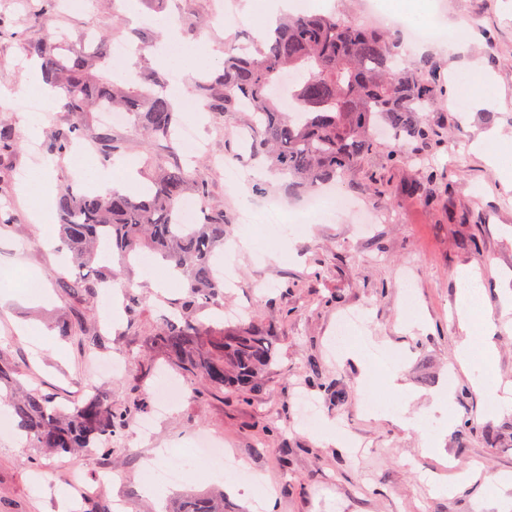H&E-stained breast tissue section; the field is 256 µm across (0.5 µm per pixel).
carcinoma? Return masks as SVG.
Wrapping results in <instances>:
<instances>
[{
    "label": "carcinoma",
    "instance_id": "carcinoma-1",
    "mask_svg": "<svg viewBox=\"0 0 512 512\" xmlns=\"http://www.w3.org/2000/svg\"><path fill=\"white\" fill-rule=\"evenodd\" d=\"M58 0H38L37 18L46 38L29 47L45 61L44 78L62 91L70 111L83 114L111 107L131 114L155 142L170 140L179 118L161 92L122 79L104 80L96 68L105 44L73 56L60 52L55 27ZM439 64L430 57L410 60L386 33L357 25L336 14H296L278 18L254 50L236 46L194 93L212 112H245L249 159L266 172L288 178L290 194H306L373 154L379 131L391 134L388 159L396 163L413 142L446 148L437 131L423 121L438 101ZM89 137L103 161L124 151L108 129L74 124L50 139L54 159L74 140ZM150 183L138 195H101L67 188L57 197L60 248L72 254L77 272L61 282L74 300L94 297L112 273L98 266L99 256L117 248L124 258L144 251L170 263L189 301L202 306L224 295L213 277L216 249L224 244V210L205 208L194 224L178 220L189 196L202 201L207 191L190 168L178 160L165 164L144 160ZM422 180L408 192L434 200L443 177L425 164ZM80 332L82 349L93 352L102 338L79 319L62 325V334ZM206 327L186 317L163 319L154 344L182 371L202 375L215 389L238 387L249 392L267 388L266 373L275 361L273 341L263 323L249 319L222 333L205 336ZM16 428L44 455L77 454L88 448L104 453L123 429L127 413L117 412L98 391L71 408L54 404L39 388H20L12 396ZM172 512H224V494L189 493Z\"/></svg>",
    "mask_w": 512,
    "mask_h": 512
}]
</instances>
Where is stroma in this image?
I'll use <instances>...</instances> for the list:
<instances>
[{"mask_svg": "<svg viewBox=\"0 0 512 512\" xmlns=\"http://www.w3.org/2000/svg\"><path fill=\"white\" fill-rule=\"evenodd\" d=\"M447 29L476 19L465 53L452 52L448 42L428 44L427 56L442 67L447 92L427 115L428 123L447 139V149L408 148L398 163L387 160L379 146L356 169L337 179L335 190L353 200V211L334 213L324 224H289L284 244L261 243L260 229L241 224L243 209L260 196L252 190L254 170L240 157L234 134L242 114L196 112L180 107L183 123L197 124L208 151L171 152L138 128L116 129L125 156L140 161L146 152L159 160L178 159L190 165L203 182L209 202L223 208L225 243L248 237L251 246L234 250L238 287L217 298L221 307L246 308L269 329L276 359L265 391L249 394L217 390L198 375L178 369L151 346L166 312L186 293L177 282L158 291L143 278L140 264L123 266L117 253H107L103 266L112 270V287L141 298L134 318L113 322L104 306L106 292L76 304L59 286L73 267L58 253V236L45 232L36 216L35 200L46 195L50 224H57V194L79 181L82 157L65 156L39 164L48 184L20 186L17 171L30 165L31 142H47L55 129L77 122L99 126L97 113L78 115L56 105L51 114L13 112L0 108V122L15 133L17 147L0 155V205L7 207V227L0 229V270L16 277L12 300L0 305V363L24 385L40 388L65 402L103 392L113 409L128 411L125 427L113 436L109 454H59L43 458L39 449L15 445L0 435V512H82L67 482L78 469L95 482L109 471L112 482L98 490L104 502L122 500L127 512H163L183 490L224 491L225 512H253L249 488L213 477H186L162 488L160 495L142 490L144 471L154 462V449L189 453L190 437L204 431L234 453L263 486L273 488V503L264 512H502L512 500V435L502 425L512 422V409H486L487 398L475 390L470 375L456 359L466 334L457 315L455 272H480L484 315L496 325L495 351L488 361L493 379L512 390V190L471 144L495 129L512 138V0H418ZM215 0H85L81 10L61 14L58 25L67 46L77 50L86 35L113 44L126 40L132 18L145 13L143 47L128 61L132 73L158 71L167 85L190 89L194 72L161 67L153 45L165 34L161 21L170 11L208 17ZM31 0H0V17L9 20L16 37L0 38V89L24 96L34 74L30 45L44 35L31 17ZM477 61L494 80L497 101L459 113L457 81L466 77V62ZM426 153L431 165L449 174V206H431L405 194L406 185L422 177L412 157ZM40 279L43 298L28 299V283ZM417 304L415 320H407L405 298ZM364 310L369 325L359 352L398 349L407 361L398 369L397 385L377 369H363L347 351L336 348L335 327L343 313ZM96 324L104 343L95 355H115L131 368L106 378L92 371L91 356L78 337L58 335L57 327L72 316ZM37 325L54 336L51 346L38 337L21 335L23 325ZM318 378H311L310 364ZM165 377L182 385L181 399L168 413L156 415L153 389ZM452 393L449 407H434V398ZM318 401L328 424L343 423L361 444V455L322 433L305 428L297 394ZM393 395L402 418L388 410L368 411L369 402ZM153 418L152 436H141L137 423ZM469 424L466 447L456 439ZM501 431L496 445L485 435ZM432 448H425V441Z\"/></svg>", "mask_w": 512, "mask_h": 512, "instance_id": "stroma-1", "label": "stroma"}]
</instances>
